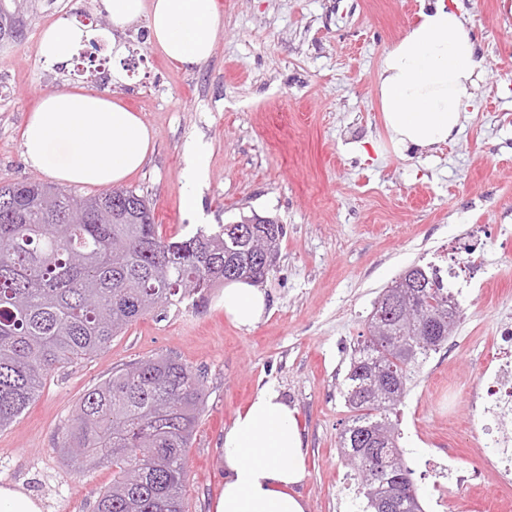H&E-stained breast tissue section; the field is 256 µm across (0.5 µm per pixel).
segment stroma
<instances>
[{
    "instance_id": "35a3bbf8",
    "label": "stroma",
    "mask_w": 512,
    "mask_h": 512,
    "mask_svg": "<svg viewBox=\"0 0 512 512\" xmlns=\"http://www.w3.org/2000/svg\"><path fill=\"white\" fill-rule=\"evenodd\" d=\"M486 61L465 129L424 152L394 147L377 83L383 52L414 21L419 0H216L215 51L188 69L146 43L148 20L101 27L69 66L37 55L59 19L99 25L101 0H37L23 37L0 40V180L47 182L22 157V128L49 91L104 89L153 133L143 166L124 182L146 196L158 232L180 238L257 214L284 224L268 308L252 328L219 303L184 302L140 317L92 358L55 370L37 399L0 430V485L41 498L45 512H93L112 470L65 460L63 432L86 391L113 370L171 356L204 385L186 459L184 512H212L224 482V430L255 394L274 386L307 441L306 512H362L338 440L353 413L342 394L354 348L383 288L407 267L457 268L462 245L482 259L484 285L457 299L447 344L423 364L400 407V444L424 512H512V481L488 462L470 394L481 360L498 355L512 323V0H457ZM126 54L112 60V41ZM124 76L112 78L113 65ZM205 144L202 210L185 208V146ZM454 454L465 478L436 492L435 458ZM480 472L479 490L466 478Z\"/></svg>"
}]
</instances>
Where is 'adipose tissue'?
I'll list each match as a JSON object with an SVG mask.
<instances>
[{"label": "adipose tissue", "mask_w": 512, "mask_h": 512, "mask_svg": "<svg viewBox=\"0 0 512 512\" xmlns=\"http://www.w3.org/2000/svg\"><path fill=\"white\" fill-rule=\"evenodd\" d=\"M102 6L118 30L147 16L148 45L185 67L214 53V0H102ZM90 36L62 20L42 32L38 53L47 64L66 65ZM484 68L464 11L446 0H424L416 21L381 58L378 103L392 144L422 152L455 140ZM151 145L138 114L86 87L48 92L22 135L31 167L59 183L107 188L141 167ZM221 301L242 327L257 323L268 307L265 293L244 281L226 282ZM305 448L296 409L275 387L260 390L224 431V484L214 512H305L297 491L307 477Z\"/></svg>", "instance_id": "adipose-tissue-1"}]
</instances>
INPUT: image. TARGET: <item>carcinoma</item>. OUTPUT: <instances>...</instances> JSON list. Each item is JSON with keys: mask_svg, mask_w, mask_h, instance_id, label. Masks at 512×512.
I'll return each mask as SVG.
<instances>
[{"mask_svg": "<svg viewBox=\"0 0 512 512\" xmlns=\"http://www.w3.org/2000/svg\"><path fill=\"white\" fill-rule=\"evenodd\" d=\"M240 227L241 236L221 225L165 239L149 201L133 190L81 195L31 180L0 184V429L23 413L50 372L105 349L139 317L202 301L226 281L264 283L266 254L279 252L284 226ZM412 269L420 282L398 294L406 315L372 310L343 382L356 415L339 447L360 480L364 512H378L382 497L413 482L392 415L457 322L459 303L441 269ZM202 406L201 376L172 357L128 364L89 389L61 449L79 468L112 466L94 512H183L185 457ZM378 437L388 463L381 486L366 476Z\"/></svg>", "mask_w": 512, "mask_h": 512, "instance_id": "carcinoma-1", "label": "carcinoma"}]
</instances>
